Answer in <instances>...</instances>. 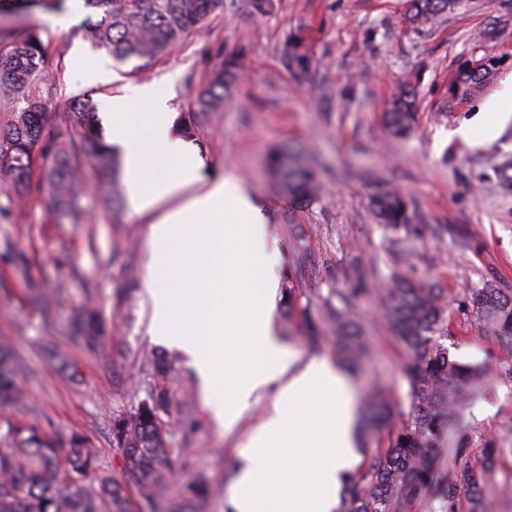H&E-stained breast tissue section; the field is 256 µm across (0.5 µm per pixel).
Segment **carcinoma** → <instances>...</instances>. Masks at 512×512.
<instances>
[{
	"instance_id": "carcinoma-1",
	"label": "carcinoma",
	"mask_w": 512,
	"mask_h": 512,
	"mask_svg": "<svg viewBox=\"0 0 512 512\" xmlns=\"http://www.w3.org/2000/svg\"><path fill=\"white\" fill-rule=\"evenodd\" d=\"M93 10L81 28L82 37L107 50L120 61H139L146 70L169 55L189 33L199 29L223 0H84ZM456 5V0H410L407 20L418 30ZM44 45L32 28L0 45V96L17 101L11 122L0 128V171L9 175L16 194L28 192L33 175V146L42 144L45 202L49 210L71 224H82L80 171L90 165L100 185L114 200L122 188L114 179L117 157L106 144L97 112L81 99L70 102L67 119L77 139H46L44 103L29 94L43 76L40 61ZM237 66L227 62L213 72L198 99V111L224 106V95L235 81ZM415 122L414 102L402 91L386 115L389 131L405 135ZM273 172L286 196L294 203L311 200L317 192L313 172L299 159L280 153L273 158ZM385 231L397 233L410 227L408 203L399 191L372 199ZM386 297L397 335L409 351L404 374L410 387L411 411L401 428L387 434L365 471L345 481L338 512H410L420 499L438 503L442 512H456L462 493L468 512H489L486 476L496 463L499 449H481L482 462L468 461L469 436L461 408L468 401L482 370L465 366L448 356L436 342L446 322L443 290L422 287L403 277L392 278ZM472 305L496 343L512 352V292L485 284L472 294ZM336 324L340 356L358 369L368 348L347 314L331 316ZM87 338L98 344L104 328L97 310H82ZM147 399L136 408L138 417L119 416L112 423V438L123 460L117 478L99 462L98 450L81 435L71 436L60 449L38 429L18 419L25 403L11 344L0 339V512H155L166 499L174 477L173 464L180 449L170 445L162 415L168 411L170 377L174 360L164 352L154 354Z\"/></svg>"
}]
</instances>
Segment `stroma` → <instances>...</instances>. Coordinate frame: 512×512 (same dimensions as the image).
Wrapping results in <instances>:
<instances>
[{
    "label": "stroma",
    "mask_w": 512,
    "mask_h": 512,
    "mask_svg": "<svg viewBox=\"0 0 512 512\" xmlns=\"http://www.w3.org/2000/svg\"><path fill=\"white\" fill-rule=\"evenodd\" d=\"M408 0H272L256 15L252 0H224L202 30L186 36L148 71L134 61L110 60L114 81H85L76 62L90 51L76 28L79 18L38 8L0 15V43L25 25L36 26L45 46L42 68L52 86L37 85L51 134L67 139L69 99L89 93L99 111L129 85L169 88L177 116L192 115V148L215 177L240 183L261 205L271 247L268 263L290 275L297 305L310 306L319 330L309 340L300 315L277 308L275 323L289 352L340 364L330 310L350 307L351 319L370 341L360 376L352 378L357 407L373 386L384 390L392 427L410 413L402 373L408 353L387 315L384 288L393 272L444 288L447 329L439 342L451 359L487 364L491 378L463 408L478 463L486 443L500 448L488 482L493 512H512V367L476 317L471 295L482 283L512 290V119L493 140L466 142L454 131L512 78V0H458L420 30L409 28ZM302 37L307 71L298 74L284 54ZM235 58L240 79L216 112L195 105L212 72ZM475 70L478 83L463 84ZM416 94L409 135L391 136L384 114L402 84ZM304 152L319 191L308 203L290 204L268 167L280 148ZM83 224L60 221L43 203L45 187L33 174L18 198L0 174V336L10 340L21 367L25 422L57 447L71 435L87 437L99 460L120 473L112 419L133 412L147 396V360L163 350L148 333L152 309L145 293L148 227L127 209L113 210L93 170L84 173ZM401 191L412 230L387 236L370 199ZM93 302L106 331L95 349L71 327L75 312ZM165 420L181 455L169 499L184 483L211 488L200 512H227L224 493L268 395L254 400L240 432L219 430L205 406L187 357H179Z\"/></svg>",
    "instance_id": "stroma-1"
}]
</instances>
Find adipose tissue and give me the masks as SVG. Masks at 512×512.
<instances>
[{"label": "adipose tissue", "instance_id": "obj_1", "mask_svg": "<svg viewBox=\"0 0 512 512\" xmlns=\"http://www.w3.org/2000/svg\"><path fill=\"white\" fill-rule=\"evenodd\" d=\"M170 98L158 84L130 87L108 118L129 210L149 226V333L191 355L206 383H222L214 411L225 431L272 395L240 455L230 512H334L358 459L348 380L328 360L288 353L261 209L238 183L205 177L204 160L172 133Z\"/></svg>", "mask_w": 512, "mask_h": 512}]
</instances>
